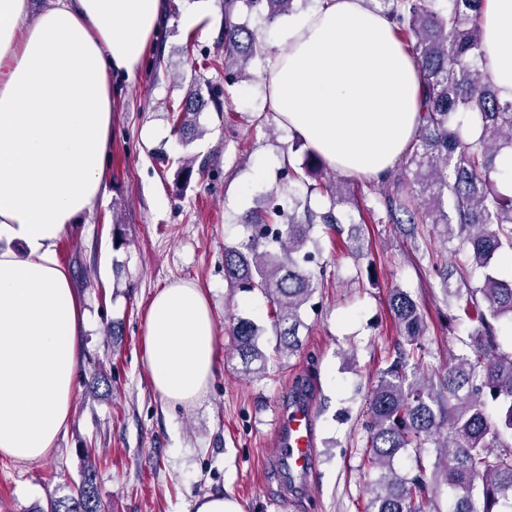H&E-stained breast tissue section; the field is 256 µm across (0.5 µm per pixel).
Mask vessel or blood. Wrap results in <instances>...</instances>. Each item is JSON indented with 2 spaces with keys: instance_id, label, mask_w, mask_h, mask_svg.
<instances>
[{
  "instance_id": "obj_1",
  "label": "vessel or blood",
  "mask_w": 512,
  "mask_h": 512,
  "mask_svg": "<svg viewBox=\"0 0 512 512\" xmlns=\"http://www.w3.org/2000/svg\"><path fill=\"white\" fill-rule=\"evenodd\" d=\"M315 446L314 413L303 401L283 419L276 454L288 474L304 476L312 468Z\"/></svg>"
}]
</instances>
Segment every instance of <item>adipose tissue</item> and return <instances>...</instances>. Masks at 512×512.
Wrapping results in <instances>:
<instances>
[{
  "label": "adipose tissue",
  "mask_w": 512,
  "mask_h": 512,
  "mask_svg": "<svg viewBox=\"0 0 512 512\" xmlns=\"http://www.w3.org/2000/svg\"><path fill=\"white\" fill-rule=\"evenodd\" d=\"M162 0H0V455H48L67 434L88 313L56 243L91 213L112 142V75L133 74ZM365 0H317L262 73L279 122L339 173L380 178L411 147L420 71ZM484 70L512 97V0H486ZM144 363L168 405L200 400L218 371L203 290L156 292Z\"/></svg>",
  "instance_id": "adipose-tissue-1"
}]
</instances>
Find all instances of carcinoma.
<instances>
[{
    "instance_id": "cac0c4a2",
    "label": "carcinoma",
    "mask_w": 512,
    "mask_h": 512,
    "mask_svg": "<svg viewBox=\"0 0 512 512\" xmlns=\"http://www.w3.org/2000/svg\"><path fill=\"white\" fill-rule=\"evenodd\" d=\"M295 0H224L226 66L242 70L264 52L258 32L233 20L239 5L264 6L272 19L292 9ZM383 0L394 33L402 38L422 74L419 122L409 153L415 167L408 189L402 174H386L381 202L388 222L415 239L418 226L432 224L443 241L458 240L454 272L439 269L441 288L462 304L448 315V326L472 325L461 349L448 362L427 369L420 307L403 288H393L387 305L402 340L380 372L367 400L365 431L368 462L375 472L366 512H432L439 482L455 492L448 512H512V353L499 351L496 322L512 318V282L494 271L497 257L512 251V198L501 195L493 175L497 158L512 152V99L482 71L481 14L484 0ZM200 101L190 96L172 108L174 129L184 138L198 133ZM326 163L309 152L302 172L289 178L307 183L324 175ZM330 199L315 216L294 200L288 209L272 206L263 214L247 213L248 232L237 247L224 250V280L234 292L260 291L271 305L274 352L302 351L300 330L305 310H315L314 295L323 283L319 251L310 249L315 220L328 235L342 233L335 209L345 202L335 182L319 183ZM234 351L241 373H265L267 354L261 328L244 317L233 318ZM500 408L498 425L486 413L488 402ZM435 448L434 472L423 466L400 473L395 459L412 448ZM46 512H104L95 469L84 473L73 495L50 500Z\"/></svg>"
}]
</instances>
